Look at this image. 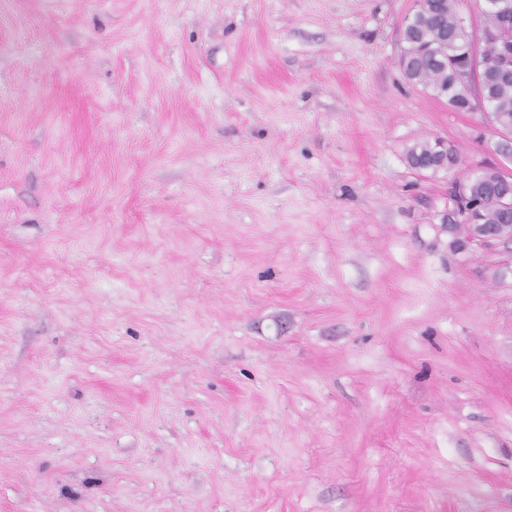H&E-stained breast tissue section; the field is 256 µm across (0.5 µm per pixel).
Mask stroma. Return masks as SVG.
Returning a JSON list of instances; mask_svg holds the SVG:
<instances>
[{
    "instance_id": "1",
    "label": "stroma",
    "mask_w": 512,
    "mask_h": 512,
    "mask_svg": "<svg viewBox=\"0 0 512 512\" xmlns=\"http://www.w3.org/2000/svg\"><path fill=\"white\" fill-rule=\"evenodd\" d=\"M415 0H0V512H512V259ZM438 138L432 140L426 139L419 141L412 145L406 153V161L411 165H417L420 163H431L434 161L436 151L440 155L441 160L444 161V165L440 166L441 172H448V168H459L462 165V159L460 158L457 151L448 144V141L439 139L438 146L436 149ZM448 151V163L445 160V154ZM469 180L454 182L448 198V209L442 219V224H448V231L461 251L485 249L505 241L480 227L483 224L496 234L512 235V213L502 211L499 206L501 196L509 193L510 189L512 191V187L501 181L497 166L483 169L470 182L473 200L479 203V222L478 204L466 200Z\"/></svg>"
}]
</instances>
